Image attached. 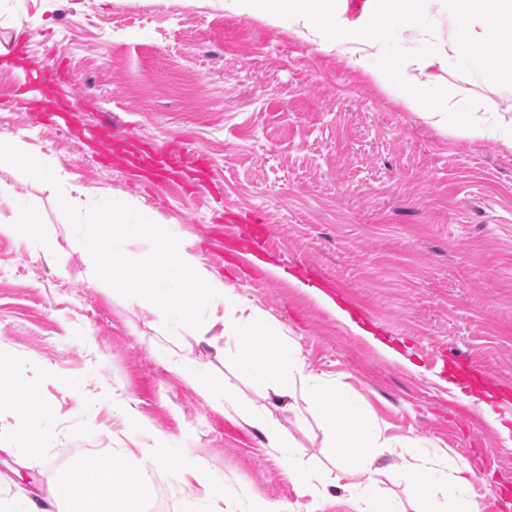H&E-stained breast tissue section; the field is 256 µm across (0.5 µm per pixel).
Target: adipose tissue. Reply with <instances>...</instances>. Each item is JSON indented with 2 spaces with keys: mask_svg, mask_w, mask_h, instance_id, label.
I'll return each mask as SVG.
<instances>
[{
  "mask_svg": "<svg viewBox=\"0 0 512 512\" xmlns=\"http://www.w3.org/2000/svg\"><path fill=\"white\" fill-rule=\"evenodd\" d=\"M420 0H395L384 6L372 0L362 31L340 30L334 47L348 63L359 66L374 80H383L384 68L371 65L360 51L371 42L382 24H409L415 21ZM456 14L463 30L460 39L447 48L429 51L417 64L427 72L441 64L446 52L455 53L465 66L477 72L484 84H498L503 72H512V56L477 54V46L488 38L512 32V0H456ZM482 16L483 28L473 31L474 16ZM22 173L31 181L57 195L73 215L74 239L81 255L96 263L88 273L89 283L108 285L114 271H121L123 283H138L149 310L159 312L163 323L182 338H191L214 349L216 354L231 353L249 370L264 394L287 397L296 411L317 410L330 431L333 448L344 445L338 431L339 419L352 422L354 446L366 462L364 485L344 484L351 498L362 501L361 512H390V487L405 482L416 499V512H430L432 495L439 487L454 484L464 496L456 512H480L471 490L470 468L456 460L453 474L427 472L423 464L407 462L398 468H376L372 461L380 451L397 447L395 438L386 436L379 424L362 420L352 397L321 376L306 372L304 363L288 346L277 341L278 329L268 323L257 307L248 304L235 289L226 287L201 256L170 226L161 224L150 209L126 196L96 197L93 189L71 184L67 173L54 158L33 154L21 138L0 139L1 172ZM146 237L152 242L141 260L127 256L129 240ZM227 346H220V338ZM174 477L205 489L200 496V512H224V479L194 463L182 464ZM144 484L138 460L127 459L125 449H107L82 472L79 480L64 476L55 483L48 498L27 500L24 507L0 500V512H51L52 505L75 503L77 512H144Z\"/></svg>",
  "mask_w": 512,
  "mask_h": 512,
  "instance_id": "adipose-tissue-1",
  "label": "adipose tissue"
}]
</instances>
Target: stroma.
Masks as SVG:
<instances>
[{"instance_id":"1","label":"stroma","mask_w":512,"mask_h":512,"mask_svg":"<svg viewBox=\"0 0 512 512\" xmlns=\"http://www.w3.org/2000/svg\"><path fill=\"white\" fill-rule=\"evenodd\" d=\"M0 22L23 28L0 66V137L23 135L73 183L137 198L265 313L307 371L349 391L362 419L418 440L375 467L417 458L447 471L470 458L482 512H512V442L479 407L512 428V152L460 133L512 106V76L488 88L446 56L421 97L428 110L441 86L466 87L444 131L393 93L417 56L457 39L448 0H423L417 25L374 40L372 59L390 73L382 83L329 50L334 29L311 35L289 13L267 21L237 0H57L51 11L0 0ZM171 146L182 153L174 167ZM15 183L57 250L47 258L36 242L0 235V497H48L68 449L163 442L176 461L223 476L228 512L256 496L357 512L341 489L316 499L291 481L279 449L238 416L269 411L311 477L363 481L355 452L328 448L320 413L295 412L238 362L166 336L138 296L90 286L62 202L25 175ZM229 225L259 243L255 258H235ZM314 287L408 365L319 306ZM185 361L235 386L237 407L214 410L180 373ZM16 380L38 394L49 439L31 460L5 452L22 424Z\"/></svg>"}]
</instances>
